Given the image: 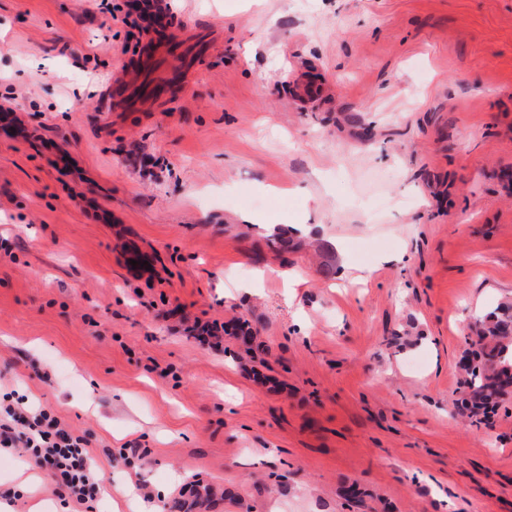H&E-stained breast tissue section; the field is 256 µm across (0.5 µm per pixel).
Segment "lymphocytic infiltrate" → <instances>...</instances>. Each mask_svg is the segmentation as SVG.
I'll use <instances>...</instances> for the list:
<instances>
[{"instance_id":"f902f5d3","label":"lymphocytic infiltrate","mask_w":512,"mask_h":512,"mask_svg":"<svg viewBox=\"0 0 512 512\" xmlns=\"http://www.w3.org/2000/svg\"><path fill=\"white\" fill-rule=\"evenodd\" d=\"M22 449L47 468L60 500L89 506L100 492L86 435L74 432L50 409L33 406L28 396L0 394V449Z\"/></svg>"}]
</instances>
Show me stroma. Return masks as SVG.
Masks as SVG:
<instances>
[{
    "label": "stroma",
    "mask_w": 512,
    "mask_h": 512,
    "mask_svg": "<svg viewBox=\"0 0 512 512\" xmlns=\"http://www.w3.org/2000/svg\"><path fill=\"white\" fill-rule=\"evenodd\" d=\"M100 3L0 0V388L89 433L94 512H512V388L453 412L512 304V0ZM53 488L0 452L11 512ZM144 77L129 78L126 74L118 77L112 86V97L122 104H139L143 94L160 93L165 91L162 87H152L155 83L149 79L144 83Z\"/></svg>",
    "instance_id": "1"
}]
</instances>
